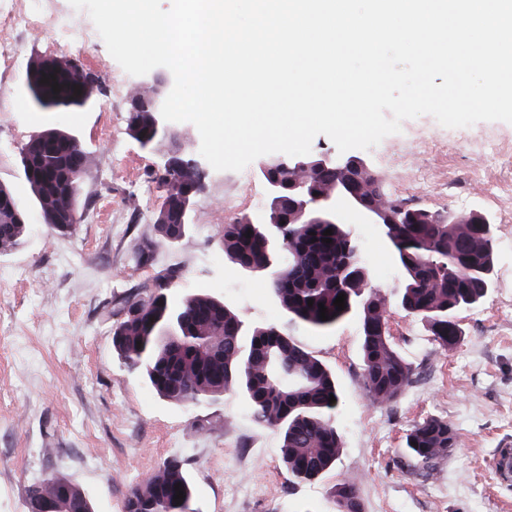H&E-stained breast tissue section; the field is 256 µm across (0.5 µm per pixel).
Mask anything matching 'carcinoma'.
Masks as SVG:
<instances>
[{
	"label": "carcinoma",
	"instance_id": "obj_1",
	"mask_svg": "<svg viewBox=\"0 0 512 512\" xmlns=\"http://www.w3.org/2000/svg\"><path fill=\"white\" fill-rule=\"evenodd\" d=\"M74 61L71 71L41 82L37 90L72 109L79 108L77 90L95 82L91 73ZM58 90H53V84ZM130 135L138 142L157 145L175 143L178 135L155 127L149 111L129 115ZM30 173L25 175L44 223L54 228V216L63 209L81 222L78 200L82 185L92 174L94 159L75 135L47 128L33 137ZM57 152L62 170L73 175L71 190L64 193L44 183L41 148ZM274 166L282 187L270 200L268 215L274 220L288 211L295 198L292 183L297 174L287 161L265 160ZM206 172L178 173L158 167L153 180L163 195L184 197L191 210L196 195H184V184L205 183ZM389 225L395 240L394 257L404 280L397 304L423 322L434 341L444 350L461 336L456 320L459 311L480 305L489 295L488 273L495 268L494 240L484 236L480 224H433L426 210L412 209ZM155 225L159 242L172 243L173 228L167 214L158 209ZM332 230L322 241L324 231ZM28 232L25 213L13 194L0 185V249L21 247ZM250 237H245V234ZM224 257L237 269L256 270L267 283L290 319L306 328L324 331L355 313L362 326V372L360 384L377 405L397 401L417 375L416 366L395 347L389 331L391 298L371 285V273L361 255L358 240L343 224H248L224 225ZM146 298H123L117 302L121 319L112 332V345L125 366L141 374L160 397L187 407L212 404L229 393L247 401L252 421L280 433L281 461L293 480L310 483L333 469L342 453V436L336 424L341 391L336 375L296 339L273 324L248 325L224 301L205 292L176 299L169 283L158 282ZM346 295L345 309L334 305L338 294ZM313 306H308V300ZM324 304L329 320L320 319ZM277 357L300 382L283 386L274 380L268 358ZM335 397L331 403L328 398ZM458 445V436L448 421L426 417L413 425L405 438L409 470L427 475ZM65 490L60 512H92V504L72 481L50 475ZM185 498L174 500L175 485ZM43 482L29 485L26 512H42ZM336 512H360L355 483L337 479L332 492ZM125 512H195L193 485L178 456L168 457L127 496Z\"/></svg>",
	"mask_w": 512,
	"mask_h": 512
}]
</instances>
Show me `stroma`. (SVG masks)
<instances>
[{
    "label": "stroma",
    "instance_id": "35a3bbf8",
    "mask_svg": "<svg viewBox=\"0 0 512 512\" xmlns=\"http://www.w3.org/2000/svg\"><path fill=\"white\" fill-rule=\"evenodd\" d=\"M0 51L14 60L0 69V184L29 224L24 244L0 254V512H26L27 485L47 473L78 484L94 512H124L130 490L173 454L194 483L198 512H336L332 491L342 476L355 481L361 512H512V483L489 467L512 448V124L451 129L423 115L361 153L404 205L477 210L496 224L495 286L485 302L458 313L457 344L439 348L421 322L391 307L393 341L419 374L397 402L376 405L360 388L357 317L320 332L291 325L261 279L224 260V226L261 213L267 199L257 163L242 173L209 171L187 234L157 245L150 263L136 262V250L157 238L162 191L152 173L166 148L143 149L128 133L134 76L100 39L78 50L43 30L0 39ZM45 55L78 59L94 75L88 105L49 112L30 103L25 67ZM20 102L26 111H16ZM49 127L75 134L96 159L79 199L81 222L66 236L44 224L21 166L24 144ZM487 136L505 145L507 159L494 168L474 150ZM488 182L501 184L499 197L486 196ZM341 221L363 243L373 285L393 294L401 271L376 226L348 209ZM170 271L172 294L204 290L247 323L276 324L335 373L344 446L335 471L294 483L278 431L255 425L241 395L175 405L128 372L112 348L107 306L150 295ZM426 417L448 420L458 447L421 476L409 473L404 448Z\"/></svg>",
    "mask_w": 512,
    "mask_h": 512
}]
</instances>
